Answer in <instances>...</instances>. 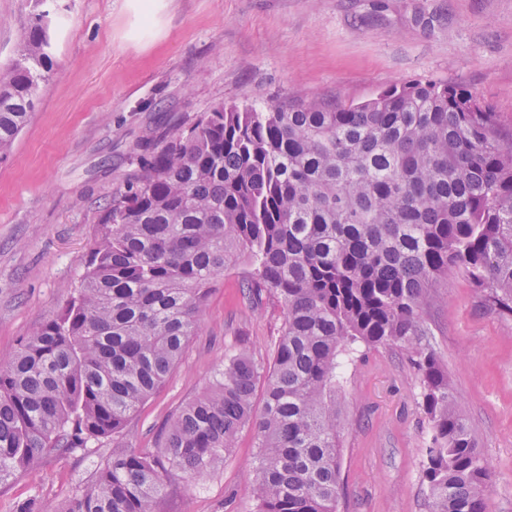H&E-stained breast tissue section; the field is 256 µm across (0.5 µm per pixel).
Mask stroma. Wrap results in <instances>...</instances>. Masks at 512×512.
Returning <instances> with one entry per match:
<instances>
[{
	"label": "stroma",
	"instance_id": "1",
	"mask_svg": "<svg viewBox=\"0 0 512 512\" xmlns=\"http://www.w3.org/2000/svg\"><path fill=\"white\" fill-rule=\"evenodd\" d=\"M54 67L29 124L0 161V358L56 316L78 288L102 208L141 146L224 104L302 94L359 102L409 81L456 83L512 118V0H51ZM34 0H0V66L32 21ZM252 271L233 258L165 384L132 416L122 445L154 452L171 417L240 350L271 355L284 320L274 297L249 301ZM427 344L462 397L492 473L490 512H512V316L463 274L432 291ZM336 408L337 512H428L429 425L417 371L394 346H355ZM112 441L49 453L0 484V512L39 496L47 512L86 484ZM255 437L242 428L210 468L170 473L157 512H254L244 488Z\"/></svg>",
	"mask_w": 512,
	"mask_h": 512
}]
</instances>
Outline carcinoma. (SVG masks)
I'll return each mask as SVG.
<instances>
[{"label":"carcinoma","mask_w":512,"mask_h":512,"mask_svg":"<svg viewBox=\"0 0 512 512\" xmlns=\"http://www.w3.org/2000/svg\"><path fill=\"white\" fill-rule=\"evenodd\" d=\"M52 57L38 14L0 67V160ZM143 151L101 211L76 295L0 359V482L51 449L119 439L187 351L228 261L246 254V292L284 305L271 359L228 357L177 411L161 454L113 450L61 512H156L169 471L211 467L245 426L255 512H336V377L357 342L396 346L418 371L429 512H488L490 469L423 340L430 292L450 272L512 313V121L456 85L413 82L357 104L220 105Z\"/></svg>","instance_id":"cac0c4a2"}]
</instances>
